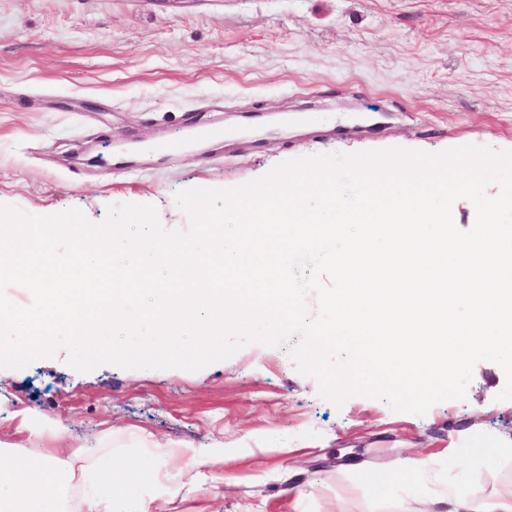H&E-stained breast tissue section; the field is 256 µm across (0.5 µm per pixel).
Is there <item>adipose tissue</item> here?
Instances as JSON below:
<instances>
[{"label": "adipose tissue", "mask_w": 512, "mask_h": 512, "mask_svg": "<svg viewBox=\"0 0 512 512\" xmlns=\"http://www.w3.org/2000/svg\"><path fill=\"white\" fill-rule=\"evenodd\" d=\"M33 434L48 446L17 452L0 448V512H117L106 486L135 481L136 466L105 462L90 475V490L71 504L67 489L77 478L73 444L62 426L38 421Z\"/></svg>", "instance_id": "adipose-tissue-1"}]
</instances>
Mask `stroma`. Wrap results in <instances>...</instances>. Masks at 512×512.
Instances as JSON below:
<instances>
[{"label":"stroma","mask_w":512,"mask_h":512,"mask_svg":"<svg viewBox=\"0 0 512 512\" xmlns=\"http://www.w3.org/2000/svg\"><path fill=\"white\" fill-rule=\"evenodd\" d=\"M388 112L380 134L341 136L349 110ZM250 127L165 156L187 126ZM466 145L512 151V0H0V205L34 215L154 206L188 230L178 191L230 188L294 158ZM294 340L249 344L199 371L73 369L65 352L0 369V443L30 446L46 415L89 458L137 464L112 488L128 512H446L447 489L512 493L506 376L477 362L465 400L425 415L354 395L335 407L301 374ZM220 448L195 479L155 446ZM429 471L391 490L401 461Z\"/></svg>","instance_id":"stroma-1"}]
</instances>
